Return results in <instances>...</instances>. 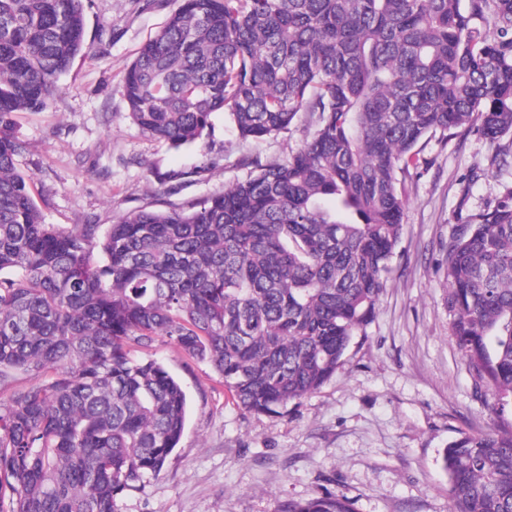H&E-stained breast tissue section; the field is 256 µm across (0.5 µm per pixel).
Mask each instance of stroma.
<instances>
[{
  "instance_id": "obj_1",
  "label": "stroma",
  "mask_w": 512,
  "mask_h": 512,
  "mask_svg": "<svg viewBox=\"0 0 512 512\" xmlns=\"http://www.w3.org/2000/svg\"><path fill=\"white\" fill-rule=\"evenodd\" d=\"M171 0H88L89 54L60 77L50 108L18 114L28 144L19 170L45 223L96 224L180 206L244 177L248 151L216 118L212 161L142 133L127 116L121 80L163 25ZM478 135L432 139L427 169L407 178L395 269L343 366L279 415L239 409L223 380L176 345L155 358L189 399L185 432L160 475L123 498L121 512H276L280 502L331 491L354 512H450L441 454L464 433L500 429L490 390L452 331L445 275L449 239L464 215L512 189Z\"/></svg>"
}]
</instances>
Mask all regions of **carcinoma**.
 <instances>
[{"instance_id":"1","label":"carcinoma","mask_w":512,"mask_h":512,"mask_svg":"<svg viewBox=\"0 0 512 512\" xmlns=\"http://www.w3.org/2000/svg\"><path fill=\"white\" fill-rule=\"evenodd\" d=\"M122 77L128 117L205 149L216 114L240 139L311 129L285 158L181 207L43 222L19 112H40L85 41L83 0H0V512H119L185 431L164 337L273 413L344 363L391 278L404 180L423 144L512 136V0H175ZM448 241V306L469 369L512 417V190ZM451 512H512V431L444 449ZM277 512H352L333 492Z\"/></svg>"}]
</instances>
